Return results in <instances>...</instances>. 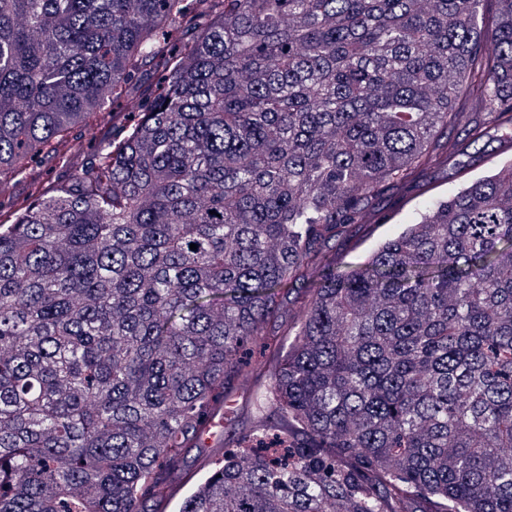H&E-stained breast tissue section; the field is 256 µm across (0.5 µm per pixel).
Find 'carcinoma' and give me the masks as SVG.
<instances>
[{
    "mask_svg": "<svg viewBox=\"0 0 512 512\" xmlns=\"http://www.w3.org/2000/svg\"><path fill=\"white\" fill-rule=\"evenodd\" d=\"M484 2L0 0V171L142 97L0 224V512H162L302 289L260 428L180 512H512V163L327 256L448 164L460 99L512 139V0L490 41Z\"/></svg>",
    "mask_w": 512,
    "mask_h": 512,
    "instance_id": "1",
    "label": "carcinoma"
}]
</instances>
